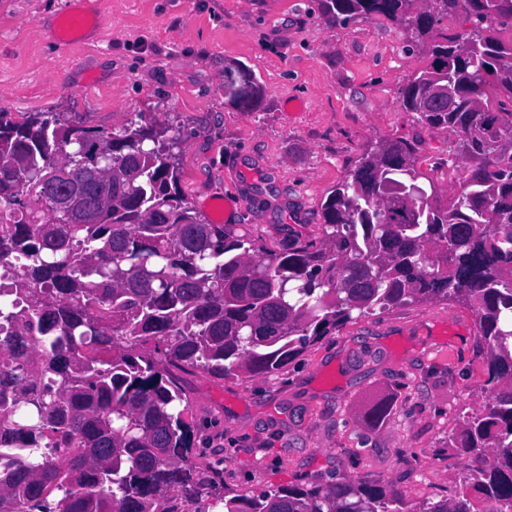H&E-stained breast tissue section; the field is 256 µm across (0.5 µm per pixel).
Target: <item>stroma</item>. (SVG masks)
Listing matches in <instances>:
<instances>
[{"mask_svg": "<svg viewBox=\"0 0 512 512\" xmlns=\"http://www.w3.org/2000/svg\"><path fill=\"white\" fill-rule=\"evenodd\" d=\"M74 12L86 24L63 37ZM231 60L263 85L258 110L225 104ZM429 64L387 20L326 26L318 0H0V112L173 127L187 205L274 249L292 230L320 236L322 202L372 142L419 140L422 172L451 189L432 167L448 158L447 132L398 102ZM475 333L467 306L414 304L352 321L274 375L195 374L193 462H222L225 488L248 496L332 474L412 506L453 495L467 460L445 439L485 400ZM381 400L390 415L370 426L362 414Z\"/></svg>", "mask_w": 512, "mask_h": 512, "instance_id": "obj_1", "label": "stroma"}]
</instances>
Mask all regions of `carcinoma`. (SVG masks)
I'll use <instances>...</instances> for the list:
<instances>
[{"label":"carcinoma","instance_id":"obj_1","mask_svg":"<svg viewBox=\"0 0 512 512\" xmlns=\"http://www.w3.org/2000/svg\"><path fill=\"white\" fill-rule=\"evenodd\" d=\"M318 8L331 27L394 22L430 56L400 107L448 132L459 196L422 183L418 141L386 140L322 203L320 238L291 234L275 251L187 205L172 127L140 112L117 133L0 112V512H474L464 491L414 508L345 477L230 496L219 465L190 460L183 375L276 374L355 313L441 301L476 312L491 393L448 447L474 462L463 482L512 512V40L496 36L512 31V0ZM224 88L242 111L264 95L242 64ZM63 146L84 189L71 216L52 209L68 188Z\"/></svg>","mask_w":512,"mask_h":512}]
</instances>
